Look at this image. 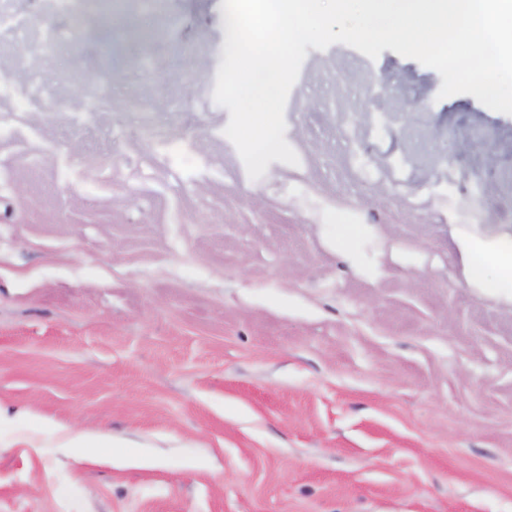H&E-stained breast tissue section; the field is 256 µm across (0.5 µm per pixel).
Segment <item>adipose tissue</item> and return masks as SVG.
<instances>
[{"label":"adipose tissue","instance_id":"1","mask_svg":"<svg viewBox=\"0 0 512 512\" xmlns=\"http://www.w3.org/2000/svg\"><path fill=\"white\" fill-rule=\"evenodd\" d=\"M451 238L465 283L512 309V226L452 225Z\"/></svg>","mask_w":512,"mask_h":512}]
</instances>
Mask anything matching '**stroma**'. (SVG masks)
I'll return each mask as SVG.
<instances>
[{
  "mask_svg": "<svg viewBox=\"0 0 512 512\" xmlns=\"http://www.w3.org/2000/svg\"><path fill=\"white\" fill-rule=\"evenodd\" d=\"M221 5L112 0L108 53L0 0V512H512V312L448 233L512 225V115L311 48L250 179ZM62 448H129L116 443L112 438L92 440L82 433H67L60 443Z\"/></svg>",
  "mask_w": 512,
  "mask_h": 512,
  "instance_id": "35a3bbf8",
  "label": "stroma"
}]
</instances>
